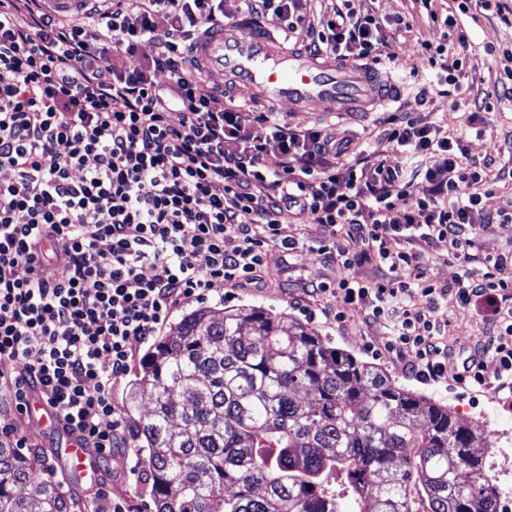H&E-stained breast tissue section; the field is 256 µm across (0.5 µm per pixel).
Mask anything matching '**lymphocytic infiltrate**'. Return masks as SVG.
Returning a JSON list of instances; mask_svg holds the SVG:
<instances>
[{
	"mask_svg": "<svg viewBox=\"0 0 512 512\" xmlns=\"http://www.w3.org/2000/svg\"><path fill=\"white\" fill-rule=\"evenodd\" d=\"M311 2L247 0L246 10L315 51L365 64L394 59L393 40L410 28L355 12L351 0L315 24ZM504 9V0H456L439 40L420 44L437 81L467 64L458 16ZM227 21L223 0L106 9L78 0L69 15L47 0H0V170L10 173L0 179V363L15 365L0 370V416L33 390L89 447H129L112 387L133 366L131 339L160 336L194 299L261 284L272 244L337 267L314 288L326 299L320 315L388 322L384 352L415 353L408 377L511 388L512 252H482L480 239L512 223V209L482 205L512 168L469 157L466 139L487 132L484 112H468L453 138L419 113H393L366 151L321 127L292 128L273 110L218 102L202 92L192 51ZM144 43L150 56L129 67ZM256 124L265 137L252 136ZM389 152L403 164L388 165ZM294 218L333 233L301 241ZM430 246L447 247L461 275L438 283ZM370 261L379 279L357 278ZM450 298L487 322L485 338L458 355L425 314Z\"/></svg>",
	"mask_w": 512,
	"mask_h": 512,
	"instance_id": "obj_1",
	"label": "lymphocytic infiltrate"
}]
</instances>
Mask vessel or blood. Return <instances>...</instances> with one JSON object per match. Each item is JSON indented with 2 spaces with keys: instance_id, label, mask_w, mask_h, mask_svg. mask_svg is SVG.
Instances as JSON below:
<instances>
[{
  "instance_id": "obj_1",
  "label": "vessel or blood",
  "mask_w": 512,
  "mask_h": 512,
  "mask_svg": "<svg viewBox=\"0 0 512 512\" xmlns=\"http://www.w3.org/2000/svg\"><path fill=\"white\" fill-rule=\"evenodd\" d=\"M195 57L205 72L233 83L254 99L272 105L287 100L300 111L319 102L332 114L363 112L400 91L398 78L381 77L377 67L286 47L257 24L243 37L231 25L215 31L198 43ZM23 411L27 418L57 431L54 457L63 467L77 472L87 484L98 483L94 451L63 431L44 400L28 396Z\"/></svg>"
}]
</instances>
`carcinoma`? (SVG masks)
Segmentation results:
<instances>
[{
  "label": "carcinoma",
  "mask_w": 512,
  "mask_h": 512,
  "mask_svg": "<svg viewBox=\"0 0 512 512\" xmlns=\"http://www.w3.org/2000/svg\"><path fill=\"white\" fill-rule=\"evenodd\" d=\"M156 512H498L478 424L266 309H200L126 394ZM0 440V512H71Z\"/></svg>",
  "instance_id": "1"
}]
</instances>
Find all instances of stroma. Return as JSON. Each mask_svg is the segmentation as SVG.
<instances>
[{"mask_svg":"<svg viewBox=\"0 0 512 512\" xmlns=\"http://www.w3.org/2000/svg\"><path fill=\"white\" fill-rule=\"evenodd\" d=\"M452 0H432L431 9H424L420 0H352L354 9L373 7L379 16L385 19L402 17L411 24L407 33L398 37L394 44L396 57L391 65L392 72L405 75L408 85L394 109L398 112H428L434 120L440 121L449 129H456L461 112L467 111L471 99L479 93L496 89L502 75L499 57L486 55L485 46L503 47L512 44V29L505 27L497 17L478 16L464 18L463 24L469 31V40L474 48L470 69L459 89L444 92L422 93L420 80L429 76L430 69L422 58L419 45L425 40L437 39L438 28L427 16L435 11L446 16ZM381 111L362 116L324 114L318 107L305 112H285V120L293 126L306 127L321 125L336 138L350 140L359 144L373 143L378 131L377 122L382 119ZM491 134L482 138H470L468 150L475 159H483L490 153H498L500 163L512 158V101L501 99L495 102L489 114ZM265 281L254 288H228L223 298L210 295L193 301L176 311L172 319L180 321L185 314L198 309L215 312L227 307H262L275 313L285 312L289 316L306 323L307 327L318 335L331 339L336 347L343 349L361 361L381 369L397 385L413 392L430 397L447 405L452 414L467 423L480 424L484 431L507 429L512 431V390L488 389L482 393H469L458 387L445 384H423L402 374L396 359L384 355L373 357L371 349L382 344L388 334L384 322L371 321L361 323L349 320L341 324L325 322L323 319H310L302 304L296 303V295L312 281H327L337 275L336 269L320 262L316 255L302 251L290 256L281 248L271 245L265 255ZM432 320L447 323V341L451 348H459L475 343L484 336L485 319L471 307H463L455 301L440 303L430 312ZM137 463L141 474H148L146 454L138 449L98 456L97 465L103 475L97 488L91 489L83 484L73 473L62 466L54 468L55 478L64 489L69 490L75 499V512H87L94 495L108 498L133 499L138 512H155L148 494L147 482L129 480L126 471L130 463Z\"/></svg>","mask_w":512,"mask_h":512,"instance_id":"obj_1","label":"stroma"}]
</instances>
